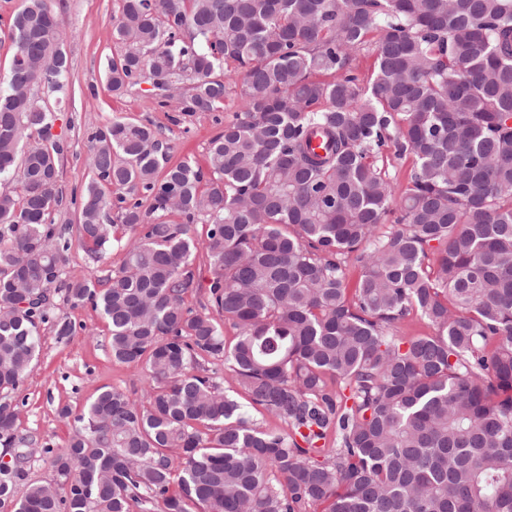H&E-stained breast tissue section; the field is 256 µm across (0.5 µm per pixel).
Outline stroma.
I'll use <instances>...</instances> for the list:
<instances>
[{"mask_svg": "<svg viewBox=\"0 0 512 512\" xmlns=\"http://www.w3.org/2000/svg\"><path fill=\"white\" fill-rule=\"evenodd\" d=\"M63 5L68 80L75 92L54 126L68 145L60 161L64 196L83 190L92 177L89 133L118 118L150 126L159 133L171 146L170 162L189 158L201 172H208L209 143L232 119L236 96L226 99L224 111L186 115L174 103L157 106L146 83L134 94H112L106 88L105 73L112 57L121 53L110 26L120 0H63ZM53 303L51 320L41 327L38 361L16 393V430L35 440L25 466L26 476L28 481L42 484L56 481L47 449L64 448L73 431V415L80 413L101 388L124 391L141 404L146 403L149 392L142 366L113 360L109 328L98 312L88 306H71L61 293L55 295ZM59 321L72 324L71 335H57L55 324ZM64 407L71 410V417L61 416Z\"/></svg>", "mask_w": 512, "mask_h": 512, "instance_id": "stroma-1", "label": "stroma"}]
</instances>
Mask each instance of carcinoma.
Masks as SVG:
<instances>
[{
	"label": "carcinoma",
	"mask_w": 512,
	"mask_h": 512,
	"mask_svg": "<svg viewBox=\"0 0 512 512\" xmlns=\"http://www.w3.org/2000/svg\"><path fill=\"white\" fill-rule=\"evenodd\" d=\"M111 30L123 52L108 91L148 82L159 107L176 98L190 115L223 110L234 88L239 110L209 143L206 184L191 161L168 164L147 126L92 132L93 176L71 198L78 240L100 263L115 221L129 237L118 271L66 281L64 143L37 96L66 90L65 32L50 0L12 19L0 447L18 462L0 461V508L512 512V0H121ZM370 41L362 86L350 62ZM391 146L413 159L401 194L378 165ZM200 220L206 312L185 306ZM61 288L105 318L112 359L144 365L152 388L145 404L105 387L63 408L72 436L45 449L58 488L19 497L34 440L17 434L14 394ZM411 315L430 332L398 335ZM213 360L288 431L253 423ZM331 432L336 447L319 446Z\"/></svg>",
	"instance_id": "cac0c4a2"
}]
</instances>
